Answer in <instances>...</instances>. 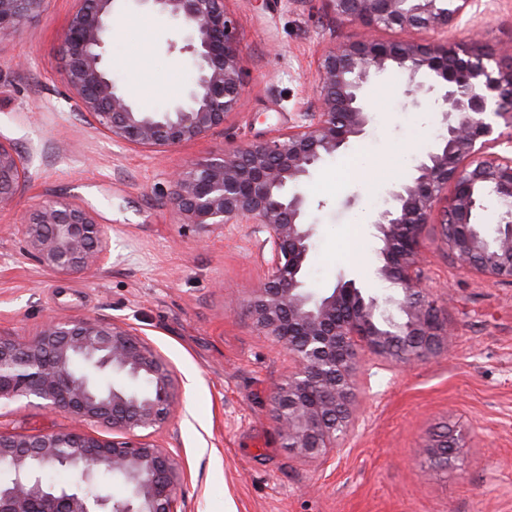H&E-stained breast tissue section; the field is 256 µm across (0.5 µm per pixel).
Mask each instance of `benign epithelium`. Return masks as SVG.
Segmentation results:
<instances>
[{
    "instance_id": "obj_1",
    "label": "benign epithelium",
    "mask_w": 512,
    "mask_h": 512,
    "mask_svg": "<svg viewBox=\"0 0 512 512\" xmlns=\"http://www.w3.org/2000/svg\"><path fill=\"white\" fill-rule=\"evenodd\" d=\"M44 0H0V38L13 33ZM117 0H78L64 32L63 80L76 109L114 142L168 149L224 126L244 91L242 38L227 0H139L191 32L195 84L162 112L140 110L102 63L120 24ZM340 20L364 28L446 30L471 0H325ZM487 53L458 43L360 36L323 49L316 62L318 106L305 122L272 137L212 155L171 176L183 223L200 229L254 224L268 249L267 274L248 302L257 326L295 362L271 391L272 413L286 447L328 459L358 425L357 373L372 355L411 364L448 349L447 319L423 285L422 235L439 215L448 258L478 276L512 283V153L493 148L500 125L512 126V67L485 65ZM396 70L409 94L434 100L446 133L392 191V207L373 224L381 241L379 279L396 286L385 303L400 321L379 319V298L347 280L317 295L303 274L312 229L304 222L302 185L328 157L362 137L371 120L364 87ZM27 162L0 142V210L10 207ZM507 201L495 234L475 221L486 191ZM25 256L56 275L103 268L111 259L104 225L85 202L45 199L21 224ZM178 379L161 354L130 326L108 319L47 320L34 335L0 336V403L24 399L97 424L124 438L85 430L16 433L0 428V512H179L183 474L173 454L126 435L157 429L176 406ZM459 448L443 432L426 447L444 469ZM58 466L78 477L60 489L36 472ZM125 483L99 496L83 490L95 473Z\"/></svg>"
}]
</instances>
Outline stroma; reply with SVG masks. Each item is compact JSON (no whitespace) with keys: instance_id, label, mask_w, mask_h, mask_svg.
Listing matches in <instances>:
<instances>
[{"instance_id":"35a3bbf8","label":"stroma","mask_w":512,"mask_h":512,"mask_svg":"<svg viewBox=\"0 0 512 512\" xmlns=\"http://www.w3.org/2000/svg\"><path fill=\"white\" fill-rule=\"evenodd\" d=\"M76 0H45L0 39V143L29 161V178L0 212V334L33 335L50 316L117 319L136 328L175 370L179 404L140 439L170 449L187 479L182 512H512V284L488 281L449 259L439 228L423 238L424 284L456 330L448 351L409 367L369 362L359 427L335 457L289 450L270 393L292 361L247 310L267 266L250 224L202 230L182 223L170 174L208 155L298 124L317 104L316 60L360 33L325 0H230L243 38L245 94L223 127L163 150L112 141L75 108L63 82V32ZM103 49L115 81L146 112L167 109L194 84L190 32L128 4ZM388 38L477 42L492 62L512 48V0H473L446 31L391 30ZM139 47L129 58V47ZM367 133L313 172L304 187L313 224L307 287L339 280L386 297L376 275L380 241L362 215L383 211L406 166L445 130L428 100L413 103L402 76L375 77ZM381 203H373L372 194ZM90 204L106 228L104 269L63 277L23 254L20 222L46 198ZM19 433L65 430L66 415L19 401L0 407ZM454 430L457 460L435 467L425 448Z\"/></svg>"}]
</instances>
